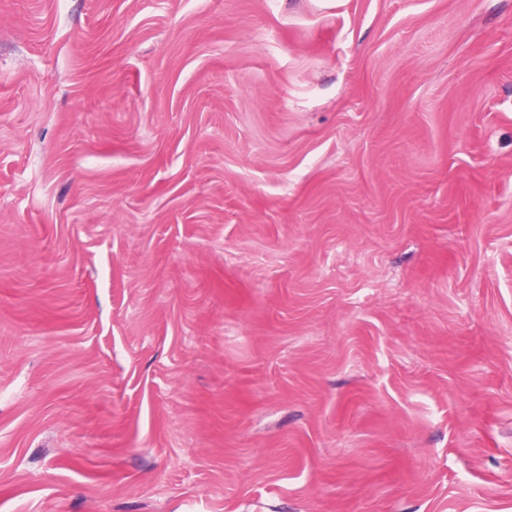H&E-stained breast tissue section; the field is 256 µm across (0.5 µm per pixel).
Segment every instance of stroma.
<instances>
[{
    "mask_svg": "<svg viewBox=\"0 0 512 512\" xmlns=\"http://www.w3.org/2000/svg\"><path fill=\"white\" fill-rule=\"evenodd\" d=\"M0 512H512V0H0Z\"/></svg>",
    "mask_w": 512,
    "mask_h": 512,
    "instance_id": "35a3bbf8",
    "label": "stroma"
}]
</instances>
